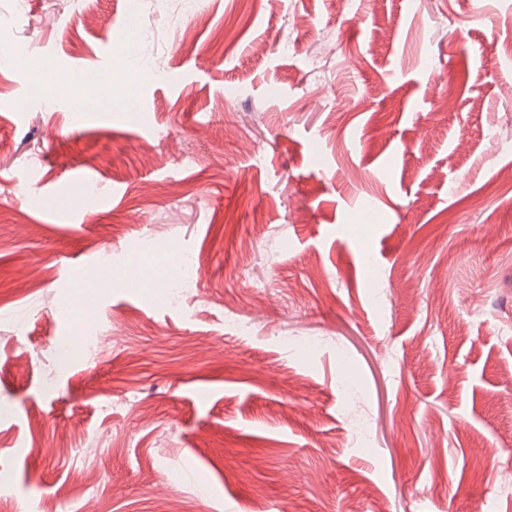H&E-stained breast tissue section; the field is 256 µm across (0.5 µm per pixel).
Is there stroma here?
Instances as JSON below:
<instances>
[{
	"mask_svg": "<svg viewBox=\"0 0 512 512\" xmlns=\"http://www.w3.org/2000/svg\"><path fill=\"white\" fill-rule=\"evenodd\" d=\"M197 5L0 26V512H512V0ZM173 264L178 267L179 275L173 279L172 288H179L182 292L191 290L192 288L185 287L199 278L201 271L194 258L184 252H178L173 257Z\"/></svg>",
	"mask_w": 512,
	"mask_h": 512,
	"instance_id": "obj_1",
	"label": "stroma"
}]
</instances>
